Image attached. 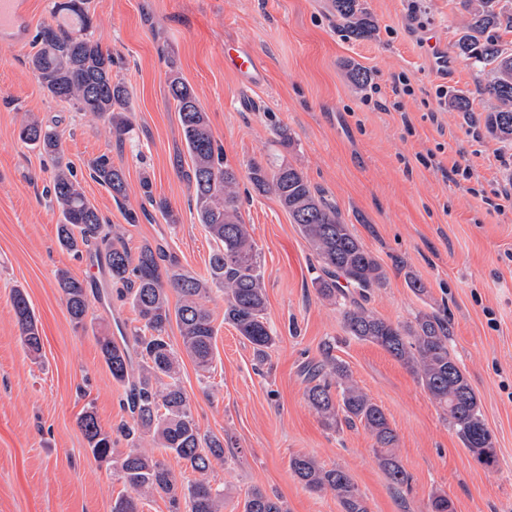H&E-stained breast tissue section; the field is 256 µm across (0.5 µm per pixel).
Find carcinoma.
I'll return each mask as SVG.
<instances>
[{
  "label": "carcinoma",
  "instance_id": "obj_1",
  "mask_svg": "<svg viewBox=\"0 0 512 512\" xmlns=\"http://www.w3.org/2000/svg\"><path fill=\"white\" fill-rule=\"evenodd\" d=\"M462 7L467 20L464 34L455 43L456 54L475 69H489L492 79L485 92L491 105L484 126L491 137L511 141L512 49L502 41L499 31L512 32V12L502 0H462ZM330 8L349 37L367 39L375 32L374 21L361 0H331ZM56 12L73 18L74 25H43L38 48L29 57L30 69L53 98L104 121L112 137L123 141L131 129L127 115L129 91L122 80L112 77V51L84 35L91 27L84 0H61ZM168 89L191 160L188 177L194 184L197 219L216 244L206 278L180 268L158 244L146 242L137 253H131L122 236L112 233V225L103 223L71 165L64 161L57 126L30 116L19 130L23 142L54 159L52 188L61 216L56 227L59 247L76 258L86 255L95 262L115 286L117 298L132 306L140 322L119 342L107 334L96 337L112 380L125 388L123 407L132 423L122 424L117 432L129 448L114 456L112 435L102 429L95 413L86 410L79 419L93 457L112 461L132 490L114 502L112 512H140L139 498L145 493L166 498L170 512H224V488L211 484L208 478L213 461L224 459V439L201 431L181 386L180 372L184 355L204 374L212 368L216 330L203 300L214 289L224 293V322L250 344L258 363L264 362L278 339L267 317L260 252L240 211L243 179L256 193L274 196L292 223L298 225L320 265V274L313 277L312 284L321 299L340 306L346 333L381 347L409 369L442 410L448 427L464 447L480 464L496 466L493 435L473 388L449 350L448 320L436 314H419L410 324H394L357 301L356 297L364 298L383 285L385 272L341 221L336 207L288 162L273 161L267 166L250 162L242 173L224 164L208 113L194 90L176 72L169 75ZM88 168L90 177L109 192L127 223H136V212L126 206L125 172L112 160L111 153L91 159ZM140 185L165 221L178 223L170 204L153 197L150 177L143 176ZM56 282L72 323L85 326L90 307L86 282L66 269L57 272ZM170 290L179 297L173 308ZM13 310L21 343L29 353H40L37 319L19 288L13 293ZM173 324L180 333L178 347L168 333ZM135 355L140 357L136 366ZM304 375L307 402L322 425L334 432L345 426H362L374 440L379 465L391 481L397 486L408 483L409 476L394 451L396 431L348 367L328 353L321 361L304 366ZM145 441L185 463L200 478L185 487L178 486L165 459L144 449ZM290 468L309 491L332 492L343 512H368L363 495L344 471L327 469L309 455L294 456ZM242 512L286 510L278 497L255 487L245 493Z\"/></svg>",
  "mask_w": 512,
  "mask_h": 512
}]
</instances>
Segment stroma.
I'll use <instances>...</instances> for the list:
<instances>
[{"label":"stroma","instance_id":"1","mask_svg":"<svg viewBox=\"0 0 512 512\" xmlns=\"http://www.w3.org/2000/svg\"><path fill=\"white\" fill-rule=\"evenodd\" d=\"M376 22L371 39L344 35L329 0H86L90 33L115 59L112 74L130 91L132 130L116 146L109 129L48 95L28 57L33 41L0 45V512H112L128 494L111 464L96 461L78 420L93 407L107 431L128 420L123 388L102 360L98 332H130L136 314L108 296L92 300L85 327H75L56 284L66 269L90 288H104L90 259L62 251L59 211L51 194V161L19 138L28 115L56 122L64 158L106 223L118 225L130 250L165 245L181 268L204 278L214 241L195 217L191 162L168 90L170 72L194 89L208 113L224 161L282 159L340 212L379 259L383 286L365 305L392 323L421 312L447 316L451 351L477 394L499 455L497 468L479 464L442 419L414 375L376 345L343 327L338 307L317 295L314 252L274 196L241 184V213L261 252L268 318L279 341L266 364L224 321V296L206 305L217 330L214 368L201 377L185 361L181 384L202 432L224 440V460L210 474L224 488V512H241L254 486L279 496L287 512H342L332 493L308 491L293 475L294 455L346 471L369 512H428L442 495L455 512H512V200L503 213L483 199L512 183V142L490 138L477 118L488 98L486 76L453 52L463 33L459 0H426L411 14L406 0H363ZM449 52L436 70L425 45ZM232 42L255 47L262 85L245 84L224 66ZM371 80L355 86L351 66ZM402 74L413 93L398 113L370 103L390 96ZM464 94L473 113L451 111ZM287 128L290 145L276 139ZM121 162L128 207L146 205L140 180L169 201L179 221L156 211L126 223L86 163L104 151ZM433 155L435 166L421 158ZM470 167V180L441 171ZM419 277L426 294L407 282ZM22 289L38 320L39 354L22 345L12 307ZM348 366L358 385L384 410L398 435L396 453L410 476L395 486L363 428L326 430L305 399V364L324 347Z\"/></svg>","mask_w":512,"mask_h":512}]
</instances>
